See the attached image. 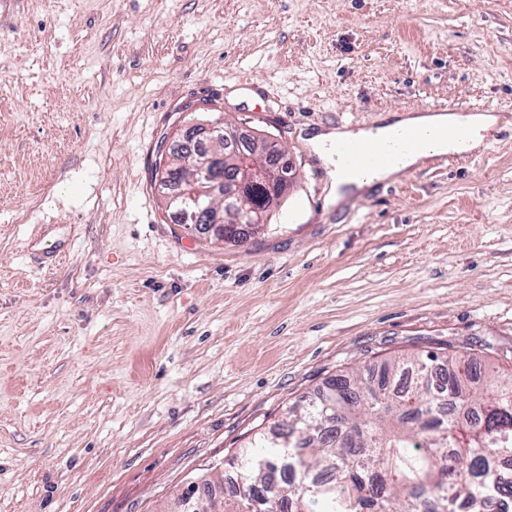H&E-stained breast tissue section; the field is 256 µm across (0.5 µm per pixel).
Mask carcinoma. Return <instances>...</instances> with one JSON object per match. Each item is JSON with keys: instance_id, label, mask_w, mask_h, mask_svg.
Listing matches in <instances>:
<instances>
[{"instance_id": "1", "label": "carcinoma", "mask_w": 512, "mask_h": 512, "mask_svg": "<svg viewBox=\"0 0 512 512\" xmlns=\"http://www.w3.org/2000/svg\"><path fill=\"white\" fill-rule=\"evenodd\" d=\"M270 141L249 152L253 195L268 201L263 164ZM281 427L305 434L288 470L262 432L203 481L204 493L231 476L239 490L221 512H242L257 488L266 512H486L512 499L496 472L512 462V370L450 352L391 357L332 378ZM287 476L281 485L271 473Z\"/></svg>"}]
</instances>
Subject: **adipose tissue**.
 <instances>
[{
  "mask_svg": "<svg viewBox=\"0 0 512 512\" xmlns=\"http://www.w3.org/2000/svg\"><path fill=\"white\" fill-rule=\"evenodd\" d=\"M498 121V116L492 113L462 116L434 111L413 112L403 119L384 116L376 126L368 129H315L307 134L306 141L324 163L331 166V201L338 205L349 197L364 194L374 183L396 180L402 171L418 168L426 159L453 152L454 147L448 141V133L456 127L469 128L467 149L471 152L477 150ZM401 127L411 128L416 134V140L402 155L399 166L375 173L352 171L345 168L333 153L334 146L340 141L356 138L372 139L381 143L393 137L395 131Z\"/></svg>",
  "mask_w": 512,
  "mask_h": 512,
  "instance_id": "1",
  "label": "adipose tissue"
}]
</instances>
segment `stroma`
I'll return each instance as SVG.
<instances>
[{"label":"stroma","mask_w":512,"mask_h":512,"mask_svg":"<svg viewBox=\"0 0 512 512\" xmlns=\"http://www.w3.org/2000/svg\"><path fill=\"white\" fill-rule=\"evenodd\" d=\"M439 103L498 115L479 152L332 204L310 130ZM214 109L297 173L243 243L151 180ZM445 343L512 366V0L0 5V512H166L341 370Z\"/></svg>","instance_id":"35a3bbf8"}]
</instances>
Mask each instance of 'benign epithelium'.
<instances>
[{
  "label": "benign epithelium",
  "mask_w": 512,
  "mask_h": 512,
  "mask_svg": "<svg viewBox=\"0 0 512 512\" xmlns=\"http://www.w3.org/2000/svg\"><path fill=\"white\" fill-rule=\"evenodd\" d=\"M226 140H240L246 133L224 124V119L208 118L191 120L178 127L167 138L163 151L177 146L184 154L183 160L194 163L193 176L186 179L181 171L172 168L163 182L168 186L179 181V190L168 193L169 202L174 204L177 217L184 224H191L202 230H214L219 236L238 239L248 230L250 224L266 223L258 204L247 193V186L254 180L252 170L246 165L248 156H237L233 171L224 167V155L212 154L207 159L196 157L199 146L218 137ZM271 165L276 169L270 181V196L283 198L291 191L295 181V169L288 157L281 154L270 156ZM230 206L237 212L234 224H228L224 217V206ZM177 512H215L211 500L204 496L196 498L188 505L177 504Z\"/></svg>",
  "instance_id": "obj_1"
}]
</instances>
